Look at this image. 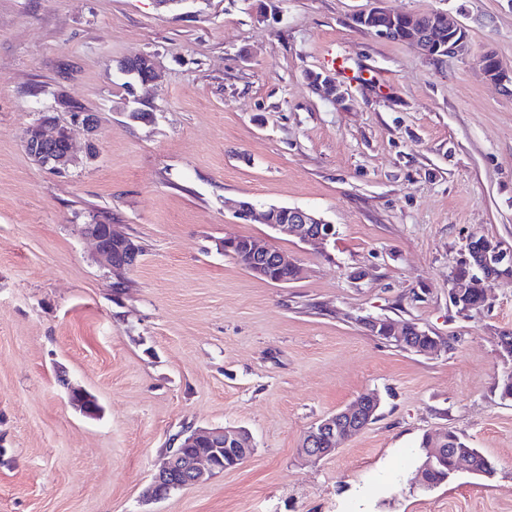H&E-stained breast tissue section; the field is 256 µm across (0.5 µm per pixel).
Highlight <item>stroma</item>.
I'll return each instance as SVG.
<instances>
[{"label":"stroma","instance_id":"1","mask_svg":"<svg viewBox=\"0 0 512 512\" xmlns=\"http://www.w3.org/2000/svg\"><path fill=\"white\" fill-rule=\"evenodd\" d=\"M378 2L447 13L467 52L428 62L354 28ZM142 53L159 78L133 87L118 64ZM486 54L512 70V0H0V512H512V279L485 280L480 309L449 296L470 238L512 249V96ZM68 101L98 113V153L59 175L23 137ZM229 200L308 209L336 235L319 252ZM104 214L143 248L120 279L80 233ZM234 237L299 279L254 276L225 256ZM368 315L444 345L403 350ZM372 390L373 423L301 457L314 422ZM214 426L247 428L255 454L143 502L161 449ZM448 432L494 475L412 488L422 436ZM362 324L372 336H379L383 340L393 342L397 347H400L398 344H404L406 338L411 339L413 336L424 338V342L411 347L421 355H433L441 349L437 343L428 342L426 338L431 336L413 323H398L392 319L369 316L362 319Z\"/></svg>","mask_w":512,"mask_h":512}]
</instances>
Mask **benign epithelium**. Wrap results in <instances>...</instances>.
I'll list each match as a JSON object with an SVG mask.
<instances>
[{"label":"benign epithelium","mask_w":512,"mask_h":512,"mask_svg":"<svg viewBox=\"0 0 512 512\" xmlns=\"http://www.w3.org/2000/svg\"><path fill=\"white\" fill-rule=\"evenodd\" d=\"M379 5L360 13L357 18L366 30L380 37L390 38L400 31L415 51L426 61L433 62L444 55H462L468 48V36L461 26L447 21L442 12L410 16L395 13ZM485 76L512 95V74L503 72L496 58L487 57L482 65ZM121 72L135 82L147 85L155 79V61L150 55H141L128 59L121 65ZM311 82L333 98L344 95L343 85L330 73H313ZM70 123H62L55 115L41 114L36 123L30 126L24 135L25 148L34 161L42 168L58 174H64L78 163L72 146L71 126L80 125L92 134L98 126V115L85 110L79 111L66 105ZM234 214L245 223L258 222L273 229L285 230L302 243L315 249L325 247L335 235V225L326 223L314 213L298 207L257 208L247 200L234 204ZM81 235L92 242L96 259L112 273L121 275L133 268L140 259L139 245L128 234L119 230L116 224H101L94 219L80 227ZM245 247L252 262L248 271L259 276H267L269 267H293L295 263L288 255L272 247H261L253 239L245 241ZM468 253L474 258V264L487 278L512 277V252L500 244L483 240L477 244H468ZM480 286L482 282L466 277L451 281L450 296L456 305L464 311L479 309L486 305V290H481L476 298L469 297V288ZM365 329L373 336L395 344L405 339L419 336L424 342L412 347L421 355H433L440 351L435 342H428L429 334L413 323H398L392 319L366 317L362 319ZM380 400L376 393L367 392L349 406L323 417L313 423L303 437V453L313 460H320L336 452L339 442L364 430L376 417ZM446 435L432 438L429 445V461L443 460L451 456L452 471L472 468L469 451L459 449L448 454L444 448ZM178 445L165 449L161 462L150 484L142 493L143 501L153 503L168 496V492L202 483L219 471L226 470L224 456L231 455L236 463L245 462L255 451L254 438L243 428L224 429L222 427L189 429L176 435ZM197 444L204 445L196 454L188 456L184 449Z\"/></svg>","instance_id":"1"}]
</instances>
